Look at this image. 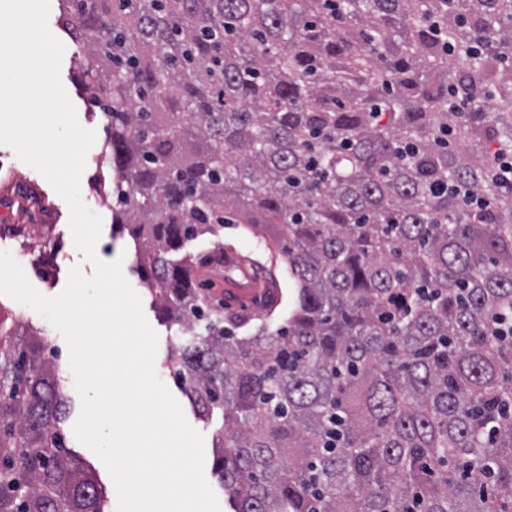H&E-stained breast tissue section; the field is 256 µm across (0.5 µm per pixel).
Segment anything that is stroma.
I'll return each instance as SVG.
<instances>
[{
    "label": "stroma",
    "instance_id": "1",
    "mask_svg": "<svg viewBox=\"0 0 512 512\" xmlns=\"http://www.w3.org/2000/svg\"><path fill=\"white\" fill-rule=\"evenodd\" d=\"M57 18V11H50L48 27L65 45L61 62L62 83L75 106L80 124L100 133L95 147L86 157V179L81 192L85 205L103 219V247L99 257L105 260L114 253L123 255L126 279L138 291L144 314L159 335L155 369L181 404L189 423L202 434H209V427L197 418L175 376L164 364L168 353L186 342L188 336L181 332L179 326L166 322L154 308L152 297L143 288L137 272L135 248L129 230L113 222L117 183L110 159L103 156L109 132L98 107L87 100L77 79L73 60L81 54L82 49L60 27ZM2 224L17 227L18 233L7 244L6 249L12 256H25L23 270L31 284L43 295L53 297L59 294L67 284L72 267H79L85 276L93 275V264L74 246L66 202L37 170L21 161L14 150L6 145H0V225ZM0 307L13 314L20 329L37 330L47 338L49 352L54 355L58 366L61 390L69 400L68 414L63 424L67 446L77 460L93 472L99 485L105 489V512H114L117 493L106 467L73 434L81 400L74 386V377L69 367V350L63 335L47 319L8 296L0 295Z\"/></svg>",
    "mask_w": 512,
    "mask_h": 512
}]
</instances>
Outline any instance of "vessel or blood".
<instances>
[{
	"label": "vessel or blood",
	"mask_w": 512,
	"mask_h": 512,
	"mask_svg": "<svg viewBox=\"0 0 512 512\" xmlns=\"http://www.w3.org/2000/svg\"><path fill=\"white\" fill-rule=\"evenodd\" d=\"M224 303L233 309L253 310L268 292L270 283L251 260L239 252L224 253Z\"/></svg>",
	"instance_id": "vessel-or-blood-1"
}]
</instances>
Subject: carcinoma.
Here are the masks:
<instances>
[{
    "label": "carcinoma",
    "instance_id": "obj_1",
    "mask_svg": "<svg viewBox=\"0 0 512 512\" xmlns=\"http://www.w3.org/2000/svg\"><path fill=\"white\" fill-rule=\"evenodd\" d=\"M168 367L232 512H512V0H60ZM296 302L250 336L226 216ZM47 339L0 308V512H104ZM224 246L231 245L232 248L243 252L253 260H259L263 264L270 265L269 251L265 248L264 241H260L252 233L246 231L242 226L225 224L224 238L221 237ZM276 273L279 280L278 291L281 299L278 309L283 311L288 306V303H291L296 290L292 289L295 288L294 280L288 274V266L280 256L277 259Z\"/></svg>",
    "mask_w": 512,
    "mask_h": 512
}]
</instances>
